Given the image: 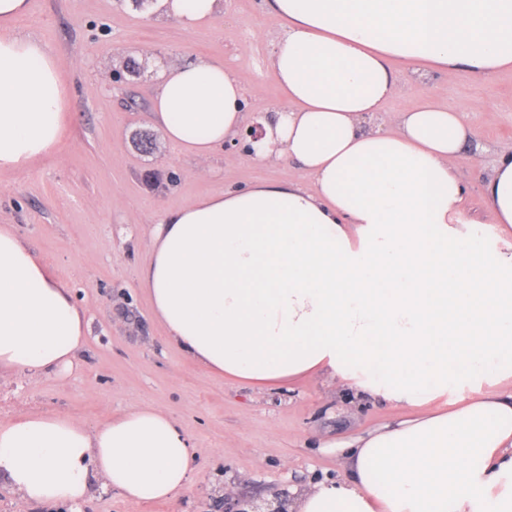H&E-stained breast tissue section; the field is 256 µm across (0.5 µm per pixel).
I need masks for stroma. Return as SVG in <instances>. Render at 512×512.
<instances>
[{
    "label": "stroma",
    "instance_id": "1",
    "mask_svg": "<svg viewBox=\"0 0 512 512\" xmlns=\"http://www.w3.org/2000/svg\"><path fill=\"white\" fill-rule=\"evenodd\" d=\"M12 31L43 41L63 66L67 93L57 147L17 172H0V225H14L50 271L86 310L88 331L74 368L37 378L0 376V425L18 411L63 415L102 425L136 405L167 411L195 444L196 476L174 499L133 503L114 490H95L85 512H218L219 481L235 496L267 501L347 474L336 445L399 420L405 409L304 377L260 389L208 373L189 359L155 318L140 288L148 244L160 219L208 194L256 183L304 181L291 160L257 166L237 150L216 149L204 162L167 142L152 113L153 58L223 62L245 89L247 114L286 108L269 70L271 43L283 21L268 0H224L206 28L188 32L175 20H156L133 0H31ZM144 67L130 76L125 65ZM462 112L488 147L512 144V70L483 83L466 70L433 76L395 94L384 111L407 112L420 95ZM156 140L154 152L134 143ZM490 156L464 158L457 173L468 187L469 221L487 246L490 224L480 185Z\"/></svg>",
    "mask_w": 512,
    "mask_h": 512
}]
</instances>
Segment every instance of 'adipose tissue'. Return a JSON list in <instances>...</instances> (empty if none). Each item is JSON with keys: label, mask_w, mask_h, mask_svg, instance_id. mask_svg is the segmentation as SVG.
<instances>
[{"label": "adipose tissue", "mask_w": 512, "mask_h": 512, "mask_svg": "<svg viewBox=\"0 0 512 512\" xmlns=\"http://www.w3.org/2000/svg\"><path fill=\"white\" fill-rule=\"evenodd\" d=\"M269 55L288 106L254 115L247 159L295 162L284 180L168 214L140 287L186 356L263 388L310 374L417 409L348 445L343 482L289 512H512V146L481 186L503 234L465 218L456 165L475 132L423 100L383 112L400 82L512 69V0H272ZM224 0H151L192 32ZM165 138L208 159L244 128V89L223 62L155 60ZM66 89L39 39L0 37V171L23 170L60 137ZM86 313L12 225H0V371L35 377L76 363ZM194 445L174 417L134 406L96 428L18 413L0 426V483L30 502L79 507L95 487L137 502L185 491Z\"/></svg>", "instance_id": "ef3b65f1"}]
</instances>
